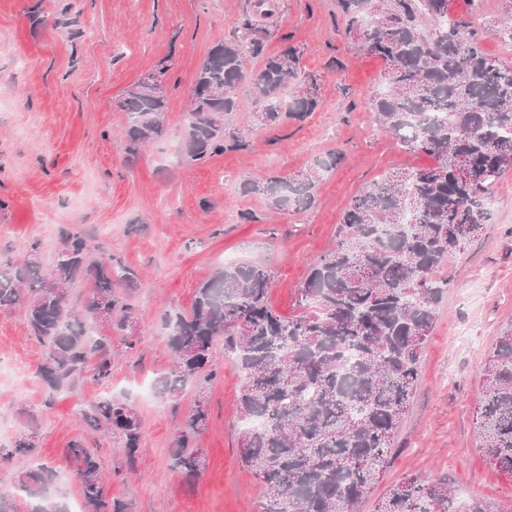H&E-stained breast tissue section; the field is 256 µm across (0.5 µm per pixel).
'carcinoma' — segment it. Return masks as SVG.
Wrapping results in <instances>:
<instances>
[{
	"label": "carcinoma",
	"instance_id": "cac0c4a2",
	"mask_svg": "<svg viewBox=\"0 0 512 512\" xmlns=\"http://www.w3.org/2000/svg\"><path fill=\"white\" fill-rule=\"evenodd\" d=\"M454 0H336V14L357 50L382 60L371 110L379 127L405 150L433 164L389 173L352 198L340 220L336 246L320 256L299 289V311L287 316L269 301L271 270L256 263L222 266L198 289L188 311L164 313L174 364L156 378V396L179 404L192 387L198 399L186 412L170 448L171 468L192 485L205 465L197 440L206 429L204 394L219 375L214 344L243 374L239 410L241 462L263 487L259 512H355L388 464L402 420L420 379L427 337L448 280L437 270L478 237L492 218L486 197L512 168V62L477 45L470 12ZM512 0H499L488 20L512 42ZM303 52L276 54L262 40L213 46L199 67L184 132L190 164L246 150L252 141L226 131L238 110L236 89L247 58L260 66L250 79L255 125L302 121L318 105L317 78L303 71ZM138 81L119 102L125 153L139 156L165 133L164 87ZM339 153L313 160L295 176L246 179L272 213L313 207L317 187L342 161ZM41 243L21 262L0 259V312L22 308L28 337L43 348L38 373L50 392L88 377L112 376V337L136 325L133 307L118 292L136 287L137 274L110 255L93 257L80 231L61 232L52 279L40 261ZM91 280V293L72 304L71 288ZM476 428L487 463L512 475V323L498 337L482 369ZM87 427L117 436L125 466L138 470L141 419L123 394L80 409ZM28 415L12 449L0 458L38 453ZM77 466L82 512H132L109 498L99 458L84 437L68 443ZM55 472L43 465L15 476L25 494L40 497L31 512H66L48 496ZM375 512H506L497 500L458 501L446 477L411 474L377 503Z\"/></svg>",
	"mask_w": 512,
	"mask_h": 512
}]
</instances>
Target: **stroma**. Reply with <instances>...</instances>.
Listing matches in <instances>:
<instances>
[{
	"mask_svg": "<svg viewBox=\"0 0 512 512\" xmlns=\"http://www.w3.org/2000/svg\"><path fill=\"white\" fill-rule=\"evenodd\" d=\"M275 16L255 15L250 0H0V252L22 259L42 243L50 267L61 230L82 231L136 271L129 300L139 328L135 355L112 360L109 386L86 379L50 393L37 375L43 349L26 333L22 311L0 312V448L10 449L37 416L39 462L52 468L68 504L80 503L69 441L89 436L76 412L105 394L132 400L142 422L139 469L130 475L118 443L98 451L108 497L134 512H259L262 489L240 458L241 376L228 357L208 389L209 425L198 444L206 465L193 487L170 466L169 450L196 392L179 406L145 388L170 370L162 317L189 310L197 288L228 255L274 273L272 304L297 310L310 265L336 244L350 200L389 171L429 165L399 147L375 122L369 100L383 62L359 53L336 15L335 0H277ZM264 40L269 52L301 47L302 65L319 77V105L304 121L255 129L251 149L186 163L183 135L196 73L210 48ZM166 65V132L136 159L121 136L125 91ZM343 153L314 206L259 223L264 211L241 195L244 179L296 175L315 157ZM497 204L484 234L441 270L448 290L425 344L420 379L388 466L357 506L375 505L405 475L447 477L456 496L512 505V476L490 467L475 417L484 361L512 322V170L493 186Z\"/></svg>",
	"mask_w": 512,
	"mask_h": 512,
	"instance_id": "obj_1",
	"label": "stroma"
}]
</instances>
